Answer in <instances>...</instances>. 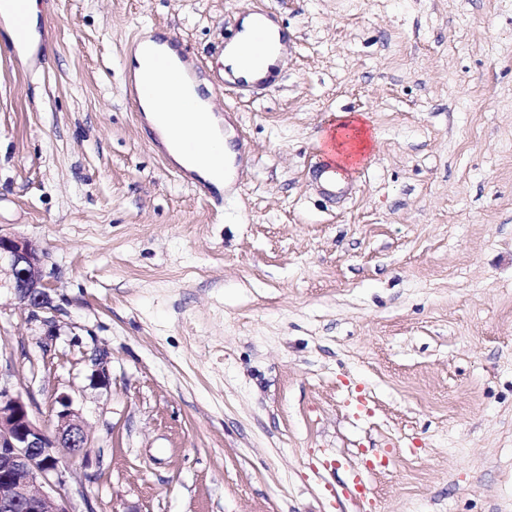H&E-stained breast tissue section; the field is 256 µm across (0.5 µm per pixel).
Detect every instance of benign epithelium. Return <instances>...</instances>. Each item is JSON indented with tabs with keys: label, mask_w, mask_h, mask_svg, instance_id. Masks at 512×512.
Here are the masks:
<instances>
[{
	"label": "benign epithelium",
	"mask_w": 512,
	"mask_h": 512,
	"mask_svg": "<svg viewBox=\"0 0 512 512\" xmlns=\"http://www.w3.org/2000/svg\"><path fill=\"white\" fill-rule=\"evenodd\" d=\"M3 285L34 312L49 303L42 258L22 238L0 235ZM57 402L50 423H38L20 395L0 386V512H74L65 473L89 456L90 442L69 396Z\"/></svg>",
	"instance_id": "obj_1"
}]
</instances>
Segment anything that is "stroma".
I'll use <instances>...</instances> for the list:
<instances>
[{
    "mask_svg": "<svg viewBox=\"0 0 512 512\" xmlns=\"http://www.w3.org/2000/svg\"><path fill=\"white\" fill-rule=\"evenodd\" d=\"M261 1L288 58L216 92L250 147L219 207L125 61L167 31L216 78ZM38 4L34 54L0 28V234L50 302L0 290V384L45 424L71 398L74 512H512V0ZM341 113L374 147L328 201L309 166ZM4 276L8 281L2 282ZM5 284L33 313L49 303L48 282L37 250L22 238L0 235V288Z\"/></svg>",
    "mask_w": 512,
    "mask_h": 512,
    "instance_id": "1",
    "label": "stroma"
}]
</instances>
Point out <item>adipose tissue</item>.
Segmentation results:
<instances>
[{
  "instance_id": "1",
  "label": "adipose tissue",
  "mask_w": 512,
  "mask_h": 512,
  "mask_svg": "<svg viewBox=\"0 0 512 512\" xmlns=\"http://www.w3.org/2000/svg\"><path fill=\"white\" fill-rule=\"evenodd\" d=\"M130 65L136 80L149 77L155 84L154 97L140 101L148 128L165 144L175 163L195 169L200 178L223 188L221 163L233 160L235 153L230 135L219 129V118L184 108L171 92L170 71L153 68L149 56L135 52ZM324 140L337 160L347 165L361 162L373 144L359 119L347 114L325 132Z\"/></svg>"
}]
</instances>
